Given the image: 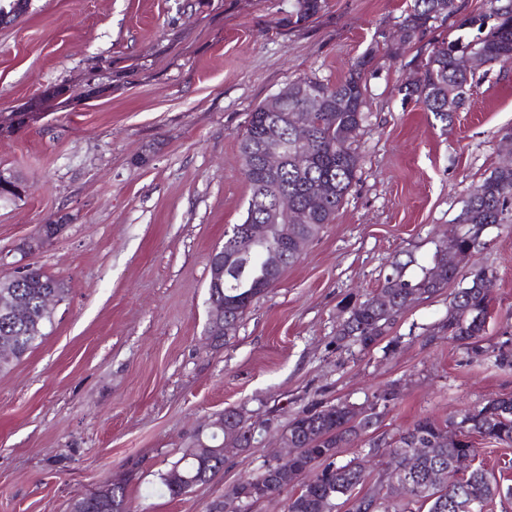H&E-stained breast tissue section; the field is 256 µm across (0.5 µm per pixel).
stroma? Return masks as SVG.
<instances>
[{
    "label": "stroma",
    "mask_w": 512,
    "mask_h": 512,
    "mask_svg": "<svg viewBox=\"0 0 512 512\" xmlns=\"http://www.w3.org/2000/svg\"><path fill=\"white\" fill-rule=\"evenodd\" d=\"M410 0H326L292 24V0H29L0 26V112L54 84L69 105L0 136V171L29 187L0 204V275L40 225L65 217L32 258L64 280L43 341L0 372V512H71L124 479L132 512H208L277 451L288 421L314 403L366 405L389 384L377 435L443 423L512 396V226H489L447 288L415 300L369 350L341 346L348 301L392 272L431 267L465 190L506 159L512 64L479 69L448 125L402 91L432 48L472 40L459 11L406 46L394 36ZM368 119L360 168L333 223L246 311L235 336L206 338L209 256L244 218L250 188L239 141L250 112L300 77L336 83L361 56ZM102 93L83 99L87 85ZM493 271L492 316L478 350L441 324L456 290ZM244 409L267 426L223 472L187 495L155 493L201 421ZM475 464L512 486V446L476 439Z\"/></svg>",
    "instance_id": "obj_1"
}]
</instances>
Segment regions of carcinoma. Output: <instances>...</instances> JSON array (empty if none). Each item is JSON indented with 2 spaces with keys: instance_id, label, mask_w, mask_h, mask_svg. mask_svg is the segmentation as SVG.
I'll list each match as a JSON object with an SVG mask.
<instances>
[{
  "instance_id": "1",
  "label": "carcinoma",
  "mask_w": 512,
  "mask_h": 512,
  "mask_svg": "<svg viewBox=\"0 0 512 512\" xmlns=\"http://www.w3.org/2000/svg\"><path fill=\"white\" fill-rule=\"evenodd\" d=\"M322 4L323 0H295L296 21L315 15ZM27 5L28 0H10L8 6L0 5V25L15 21L26 11ZM458 10L457 0H412L400 23L402 42L406 44L423 36L433 22L444 21ZM490 19L494 24H488ZM468 23L480 30L488 24L490 31L467 43L456 40L433 48L416 82L405 87L404 97L421 104L445 127L452 114L465 106L473 80V74L456 64L459 46L474 47L487 65L512 63V0L491 7L487 15L469 17ZM368 63L369 59L362 57L348 76L335 84L308 77L292 82L297 95L288 100V106L275 117L267 112L263 103L250 112L239 146L243 174L250 187L243 223L265 225L266 236L250 243L239 233V224L224 234L225 325L207 327L208 339L212 342H225L235 335L249 305L278 281L271 274L266 251L282 252L297 239L308 243L323 225L334 220L344 204L359 168L360 158L352 149V143L367 120L363 74ZM67 92V86L54 85L31 103L34 111L1 112L0 134L10 133L15 127L37 118L35 109L47 101L67 103L71 99ZM306 121L311 137L309 145L288 150V161L272 176L254 168L257 148L269 135L290 141L296 124ZM461 203L454 220L460 228L439 241L433 267L412 281L405 278V265L394 263L393 272L381 288L363 301L347 303V317L336 333L338 341L352 342L363 350L376 345L416 297L434 294L455 278L456 268L448 263L450 252L481 244L483 231L490 225L512 224V166L493 168L480 185L466 193ZM297 208L309 211L307 223H292L289 212ZM494 279V275L481 271L473 275L467 286L454 292L448 317L442 324L448 339L467 345L477 343L490 314ZM50 284L56 286L58 301H63L68 288L40 267H34L30 278L22 285L13 284L6 276L0 278V293L13 294L22 303L19 313L8 317L0 315V341L9 340L16 345L15 361L32 351L37 341L45 336L44 327L51 322V313L43 308L41 296ZM352 414L353 406L346 401L330 405L315 403L288 421L283 432L294 440L299 450L296 471L304 475L318 462L325 463V467L288 498L286 512H336L339 500L349 505L348 512H368L372 507L376 512H466L465 504L487 503L501 493L493 476L481 467L451 483L448 468L461 454L475 455L473 438L476 436L512 445V396L490 399L459 421L450 419L442 425L428 418L421 419L399 434L397 440L388 443L393 470L399 465L400 454L417 444L426 449L411 467L410 487L403 497L392 496L388 472L381 474L365 493H355L367 482L364 464L356 459L336 463L338 449L368 435L380 417L376 412L374 417L354 424ZM221 436H229L236 440L238 447L248 448L252 443L251 425L235 411L226 410ZM219 445L211 432L197 435L179 460L161 474L156 491L178 498L210 482L224 470ZM293 482L294 478L268 466L258 475L235 485L233 493L249 491L250 500L245 503L248 507L258 502L261 494H279ZM104 490L106 494L99 498L77 499L72 512H130L126 488L114 493L112 486L106 485Z\"/></svg>"
}]
</instances>
